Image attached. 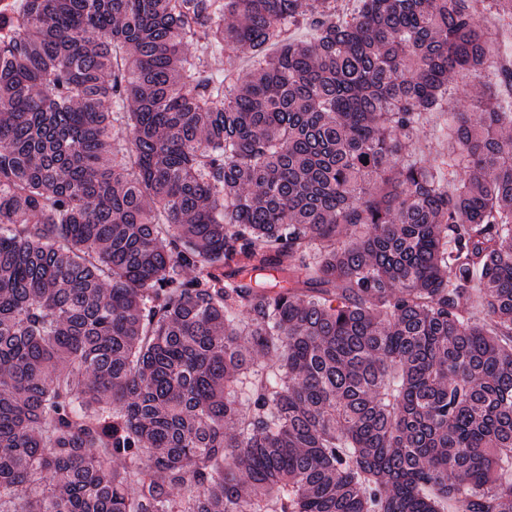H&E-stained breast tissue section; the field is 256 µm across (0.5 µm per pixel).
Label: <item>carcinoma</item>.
<instances>
[{
	"mask_svg": "<svg viewBox=\"0 0 512 512\" xmlns=\"http://www.w3.org/2000/svg\"><path fill=\"white\" fill-rule=\"evenodd\" d=\"M481 14L512 0L0 5V512H512ZM470 77L455 183L412 154Z\"/></svg>",
	"mask_w": 512,
	"mask_h": 512,
	"instance_id": "1",
	"label": "carcinoma"
}]
</instances>
